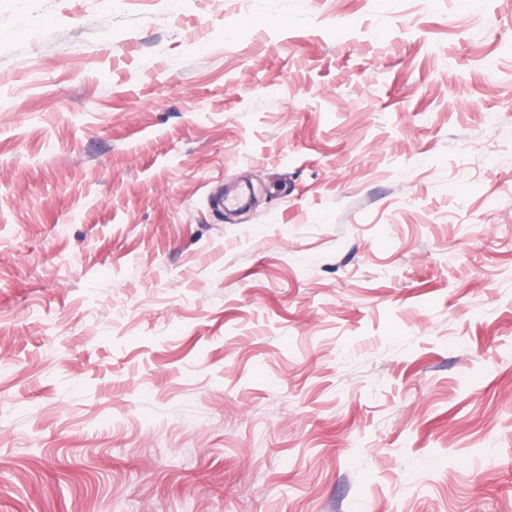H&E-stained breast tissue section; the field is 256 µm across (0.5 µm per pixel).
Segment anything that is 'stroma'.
Segmentation results:
<instances>
[{"instance_id":"35a3bbf8","label":"stroma","mask_w":512,"mask_h":512,"mask_svg":"<svg viewBox=\"0 0 512 512\" xmlns=\"http://www.w3.org/2000/svg\"><path fill=\"white\" fill-rule=\"evenodd\" d=\"M0 512H512V0H0Z\"/></svg>"}]
</instances>
